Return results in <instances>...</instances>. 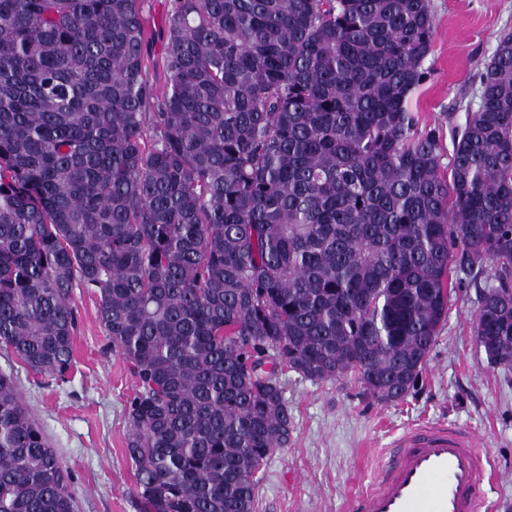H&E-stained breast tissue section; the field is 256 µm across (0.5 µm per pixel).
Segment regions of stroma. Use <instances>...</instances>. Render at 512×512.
I'll use <instances>...</instances> for the list:
<instances>
[{"instance_id": "35a3bbf8", "label": "stroma", "mask_w": 512, "mask_h": 512, "mask_svg": "<svg viewBox=\"0 0 512 512\" xmlns=\"http://www.w3.org/2000/svg\"><path fill=\"white\" fill-rule=\"evenodd\" d=\"M436 31L426 64L431 77L415 94L421 123L448 132L476 111L478 73L499 36L512 31V0H431ZM170 0H143L150 73L162 82L160 34ZM79 325L66 382L34 373L0 346V370L17 389L72 475L78 512H139L126 457V407L136 383L107 346L97 297L75 289ZM477 290L453 292L448 319L417 388L404 399L363 396L349 380L313 382L283 375L294 429L258 475L256 512H349L373 480L386 448L406 429L451 423L478 435L493 464L492 512H512V369L489 364L473 336Z\"/></svg>"}]
</instances>
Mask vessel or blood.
Returning a JSON list of instances; mask_svg holds the SVG:
<instances>
[{"label":"vessel or blood","instance_id":"obj_1","mask_svg":"<svg viewBox=\"0 0 512 512\" xmlns=\"http://www.w3.org/2000/svg\"><path fill=\"white\" fill-rule=\"evenodd\" d=\"M490 464L478 438L435 424L406 431L389 449L373 485L351 512H481V478Z\"/></svg>","mask_w":512,"mask_h":512}]
</instances>
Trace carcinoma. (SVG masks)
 <instances>
[{
  "label": "carcinoma",
  "instance_id": "1",
  "mask_svg": "<svg viewBox=\"0 0 512 512\" xmlns=\"http://www.w3.org/2000/svg\"><path fill=\"white\" fill-rule=\"evenodd\" d=\"M430 0H0V343L65 381L73 290L136 382L141 512H256L288 446L279 371L413 389L451 292L512 366V31L480 105L419 129ZM0 512H77L0 372ZM141 5L143 15L147 21L149 71L156 84L161 86L163 85V73L158 62L162 53V42L159 36L164 28L170 0H143ZM156 62L157 66L153 67V64Z\"/></svg>",
  "mask_w": 512,
  "mask_h": 512
}]
</instances>
